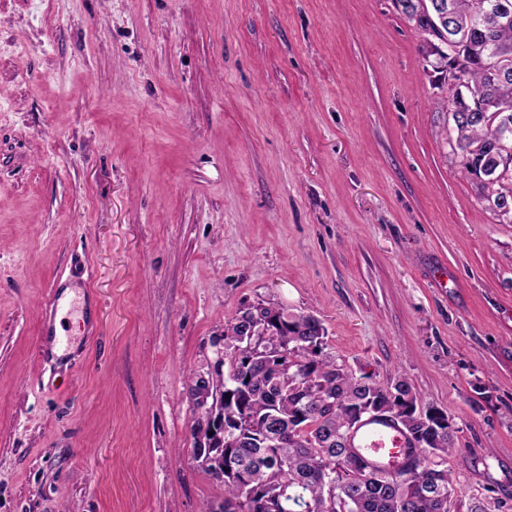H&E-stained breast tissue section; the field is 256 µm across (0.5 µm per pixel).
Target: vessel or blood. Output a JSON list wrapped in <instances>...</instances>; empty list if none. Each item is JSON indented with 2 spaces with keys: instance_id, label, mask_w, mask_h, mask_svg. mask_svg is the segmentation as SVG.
Returning a JSON list of instances; mask_svg holds the SVG:
<instances>
[{
  "instance_id": "1",
  "label": "vessel or blood",
  "mask_w": 512,
  "mask_h": 512,
  "mask_svg": "<svg viewBox=\"0 0 512 512\" xmlns=\"http://www.w3.org/2000/svg\"><path fill=\"white\" fill-rule=\"evenodd\" d=\"M350 444L353 453L369 466L394 472L404 466L412 441L395 420L370 417L354 428Z\"/></svg>"
}]
</instances>
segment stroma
Wrapping results in <instances>:
<instances>
[{
	"label": "stroma",
	"mask_w": 512,
	"mask_h": 512,
	"mask_svg": "<svg viewBox=\"0 0 512 512\" xmlns=\"http://www.w3.org/2000/svg\"><path fill=\"white\" fill-rule=\"evenodd\" d=\"M422 45L392 0H0V512L220 503L192 390L269 302L448 412L451 512H512V223Z\"/></svg>",
	"instance_id": "stroma-1"
}]
</instances>
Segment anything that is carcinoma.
<instances>
[{"mask_svg":"<svg viewBox=\"0 0 512 512\" xmlns=\"http://www.w3.org/2000/svg\"><path fill=\"white\" fill-rule=\"evenodd\" d=\"M423 36L426 66L438 75L454 70L462 92L449 91L440 106L454 122V150L474 157L464 172L482 167L481 192H495L497 207L512 206V0H426L431 14L445 13L447 40L425 20L421 0H394ZM322 322L288 316L261 303L224 324L223 372L196 384L207 391L224 420V472L210 459L199 466L224 486L220 512H448L455 494L448 453L456 435L446 424L423 419L436 408L423 403L402 377L387 384L363 369L354 372L326 352ZM392 391L406 409L391 414L419 448L397 472H380L350 451L348 433L359 409Z\"/></svg>","mask_w":512,"mask_h":512,"instance_id":"obj_1","label":"carcinoma"}]
</instances>
